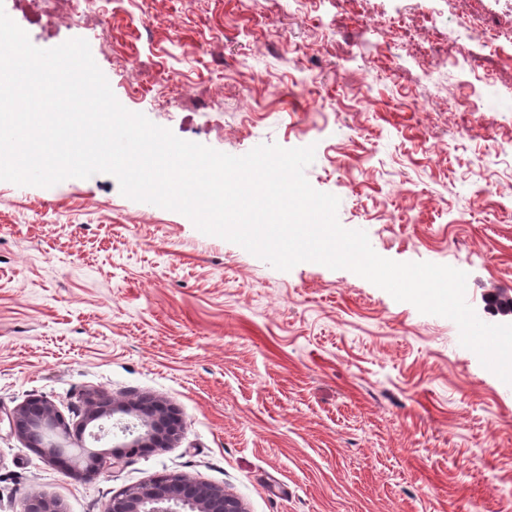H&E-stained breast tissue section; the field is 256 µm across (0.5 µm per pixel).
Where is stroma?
Here are the masks:
<instances>
[{"mask_svg": "<svg viewBox=\"0 0 512 512\" xmlns=\"http://www.w3.org/2000/svg\"><path fill=\"white\" fill-rule=\"evenodd\" d=\"M42 49L86 39L126 109L230 155L314 146L305 175L398 262L512 292V0H81ZM172 407L171 447L85 479L8 417L51 402L68 447L88 394ZM160 476L246 512H512V385L346 270L280 271L98 173L0 181V512L27 495L104 512Z\"/></svg>", "mask_w": 512, "mask_h": 512, "instance_id": "obj_1", "label": "stroma"}]
</instances>
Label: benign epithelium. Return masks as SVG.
Segmentation results:
<instances>
[{
    "mask_svg": "<svg viewBox=\"0 0 512 512\" xmlns=\"http://www.w3.org/2000/svg\"><path fill=\"white\" fill-rule=\"evenodd\" d=\"M89 411L85 421L79 426L85 431L87 426L117 412L131 413L137 409L133 404L114 405L102 396L88 397ZM145 431L136 435L127 427L121 432L130 439L115 446L110 456L92 451L86 464L75 468L67 463V471L79 477H90L100 470L121 464L124 457L137 454L148 448H166L179 435L178 421L172 413L161 405L140 408ZM63 425L54 406L44 399H31L11 416V429L26 437L37 447L48 430ZM245 512L241 502L224 490L205 482L182 477H161L138 487L131 488L108 502V512ZM23 512H60L58 504L39 494L26 498Z\"/></svg>",
    "mask_w": 512,
    "mask_h": 512,
    "instance_id": "1",
    "label": "benign epithelium"
}]
</instances>
